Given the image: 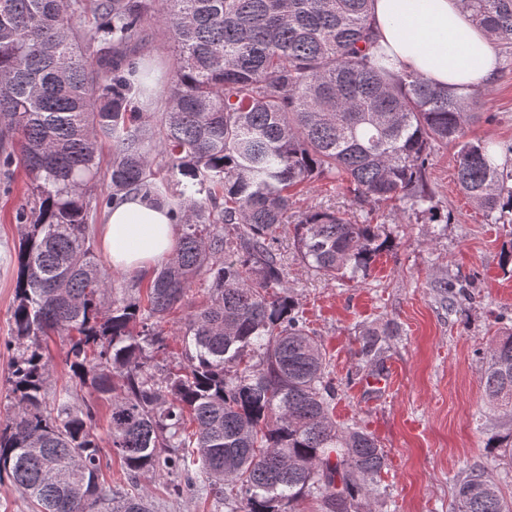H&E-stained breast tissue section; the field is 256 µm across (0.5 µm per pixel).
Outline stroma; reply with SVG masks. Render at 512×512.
I'll list each match as a JSON object with an SVG mask.
<instances>
[{
  "mask_svg": "<svg viewBox=\"0 0 512 512\" xmlns=\"http://www.w3.org/2000/svg\"><path fill=\"white\" fill-rule=\"evenodd\" d=\"M146 40L136 50L149 59L159 76L169 77L177 51L162 24L145 25ZM479 118L468 137L512 146V57L500 60L497 76L482 97ZM456 155L442 147L433 154L428 187L438 212L449 214L445 224L407 203L394 206L353 204L336 184H312L295 210L312 207L347 211L356 220L378 216V232L388 247L355 279L327 280L300 259L291 229L279 235L284 283L296 298L308 326L326 351L329 370L338 386L332 415L336 424L357 425L370 433L386 456L378 479L384 492L375 512H451L455 480L473 468H484L512 499V464L498 460L486 446L479 426L487 420L500 433L512 430V418L490 410L482 377L487 350L512 321V271L501 266V253L512 247V226L493 224L469 200L456 182ZM22 169L0 170V422L14 410L11 393L14 338L11 308L15 297L14 255L20 238L17 220L27 202ZM447 277L466 285L468 297L448 310L434 286ZM206 299L204 285L193 284L179 308L163 324L167 348L157 364L176 361L182 351L180 329L188 314ZM389 327L384 367L357 371L362 333ZM66 337L49 336L45 356L50 366L48 392L70 388L78 404L95 410L96 432L106 436L112 402L71 372ZM100 479L115 487L147 491L154 512H231L212 497L186 488L168 490L174 475L148 471L130 477L121 459L103 448Z\"/></svg>",
  "mask_w": 512,
  "mask_h": 512,
  "instance_id": "stroma-1",
  "label": "stroma"
}]
</instances>
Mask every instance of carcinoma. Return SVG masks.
<instances>
[{"instance_id": "cac0c4a2", "label": "carcinoma", "mask_w": 512, "mask_h": 512, "mask_svg": "<svg viewBox=\"0 0 512 512\" xmlns=\"http://www.w3.org/2000/svg\"><path fill=\"white\" fill-rule=\"evenodd\" d=\"M512 50V0H463ZM373 0H0V166L28 178L11 319L15 412L0 423V480L38 512H152L149 495L99 481L94 412L65 389L47 408L40 337L69 339L72 373L112 398L108 443L132 476L192 474L234 512H372L386 466L376 440L332 420L325 353L283 285L278 232L293 191L327 180L352 202L407 201L434 213L432 150L456 149V180L496 223L512 224V168L467 137L482 99L402 71L376 49ZM159 18L179 48L166 112L133 110L157 83L129 52ZM95 69L86 65V55ZM112 151L107 196L87 190ZM129 194L168 208L177 240L147 301L112 295L91 247L93 211ZM302 261L353 279L387 243L378 225L308 209ZM197 280L206 303L182 330L185 363L152 364L162 322ZM388 332L364 334L360 368L380 369ZM484 394L512 413V327L485 353ZM512 458V432L487 438ZM452 512H512L472 469Z\"/></svg>"}]
</instances>
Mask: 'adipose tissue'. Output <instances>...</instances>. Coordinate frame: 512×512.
<instances>
[{"label": "adipose tissue", "instance_id": "adipose-tissue-1", "mask_svg": "<svg viewBox=\"0 0 512 512\" xmlns=\"http://www.w3.org/2000/svg\"><path fill=\"white\" fill-rule=\"evenodd\" d=\"M372 25L378 47L405 71L459 89L496 77L498 47L461 0H374ZM101 238L114 269L138 273L172 255L175 224L168 209L131 196L107 210Z\"/></svg>", "mask_w": 512, "mask_h": 512}]
</instances>
